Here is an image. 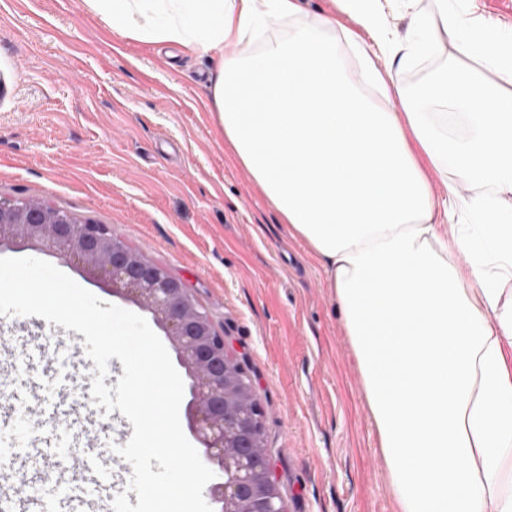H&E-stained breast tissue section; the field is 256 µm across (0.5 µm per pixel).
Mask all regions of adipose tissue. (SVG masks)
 <instances>
[{
	"mask_svg": "<svg viewBox=\"0 0 512 512\" xmlns=\"http://www.w3.org/2000/svg\"><path fill=\"white\" fill-rule=\"evenodd\" d=\"M85 2L125 37L219 53L224 139L325 264L402 512H512V219L458 191L512 194V38L443 9L407 52L392 0H337L354 23L341 32L300 0ZM286 18L287 37L225 54ZM443 34L459 58L416 90L388 86L375 57L410 65ZM348 50L379 95L351 79ZM450 99L465 135L436 109Z\"/></svg>",
	"mask_w": 512,
	"mask_h": 512,
	"instance_id": "ef3b65f1",
	"label": "adipose tissue"
}]
</instances>
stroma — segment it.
I'll use <instances>...</instances> for the list:
<instances>
[{
	"mask_svg": "<svg viewBox=\"0 0 512 512\" xmlns=\"http://www.w3.org/2000/svg\"><path fill=\"white\" fill-rule=\"evenodd\" d=\"M512 34V0H448ZM433 0H394L400 44ZM216 59L112 31L84 0H0V199L38 201L105 224L181 278L228 346L245 354L288 512H401L358 365L322 263L293 237L224 142L209 85ZM2 258L47 261L104 302L59 256L17 243ZM47 362L38 398L0 422V512H99L104 477L73 487L59 454V383L80 411L92 376L56 325L10 316Z\"/></svg>",
	"mask_w": 512,
	"mask_h": 512,
	"instance_id": "35a3bbf8",
	"label": "stroma"
}]
</instances>
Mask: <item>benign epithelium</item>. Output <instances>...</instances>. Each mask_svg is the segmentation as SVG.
Returning <instances> with one entry per match:
<instances>
[{"label": "benign epithelium", "instance_id": "benign-epithelium-1", "mask_svg": "<svg viewBox=\"0 0 512 512\" xmlns=\"http://www.w3.org/2000/svg\"><path fill=\"white\" fill-rule=\"evenodd\" d=\"M18 240L82 264L96 283L153 314L191 379L189 429L216 466L206 496L220 512H288L253 385L191 290L103 224L47 204L0 200V245Z\"/></svg>", "mask_w": 512, "mask_h": 512}]
</instances>
